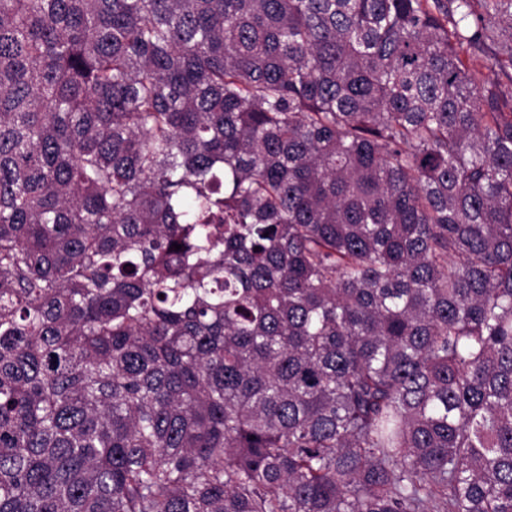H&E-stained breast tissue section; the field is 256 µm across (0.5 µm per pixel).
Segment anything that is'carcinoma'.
<instances>
[{
	"label": "carcinoma",
	"instance_id": "carcinoma-1",
	"mask_svg": "<svg viewBox=\"0 0 512 512\" xmlns=\"http://www.w3.org/2000/svg\"><path fill=\"white\" fill-rule=\"evenodd\" d=\"M508 66L512 0H0V512H512Z\"/></svg>",
	"mask_w": 512,
	"mask_h": 512
}]
</instances>
